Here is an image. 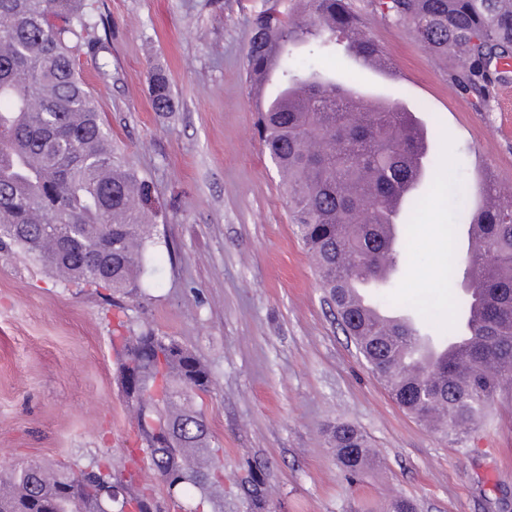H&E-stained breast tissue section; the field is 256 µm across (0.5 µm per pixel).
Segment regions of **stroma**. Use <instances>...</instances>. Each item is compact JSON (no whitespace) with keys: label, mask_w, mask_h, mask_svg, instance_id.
I'll use <instances>...</instances> for the list:
<instances>
[{"label":"stroma","mask_w":512,"mask_h":512,"mask_svg":"<svg viewBox=\"0 0 512 512\" xmlns=\"http://www.w3.org/2000/svg\"><path fill=\"white\" fill-rule=\"evenodd\" d=\"M275 0H85L93 46L81 78L112 129V153L150 194L157 234L148 298L112 304L110 290L64 283L21 251L0 250V462L110 459L133 437L116 384L118 319L193 350L217 385L205 401L224 449V512H512V389L462 441L404 413L366 367L319 286L289 222L282 178L263 151L245 89L250 18ZM366 35L406 82L358 70L364 99L404 98L431 126L435 175L452 172L454 203L411 214L409 265L389 295L411 318L452 331L458 212L474 205L475 157L512 169V79L487 105L452 80L462 58L423 50L407 27L372 13ZM165 70L173 109L155 111L148 79ZM378 454L348 482L323 432L336 420Z\"/></svg>","instance_id":"1"}]
</instances>
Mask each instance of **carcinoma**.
Returning <instances> with one entry per match:
<instances>
[{"mask_svg": "<svg viewBox=\"0 0 512 512\" xmlns=\"http://www.w3.org/2000/svg\"><path fill=\"white\" fill-rule=\"evenodd\" d=\"M373 13L410 28L434 55L466 58L454 81L482 103L509 73L512 0H373ZM365 26L349 0H296L253 17L247 74L277 71L256 126L284 179L295 234L367 366L400 408L420 422L441 411L436 430L457 436L488 416L512 374V200L488 177L480 192L494 203L461 212L458 227H476L478 243L459 262L483 273L481 288L457 296L448 310L455 330L434 341L455 344L477 304L481 320L458 354L412 374L406 353L413 336L377 326L352 306L349 290L367 282L371 299L391 309L381 296L390 285L382 270L409 261L407 225L393 248L378 227L394 223L392 204L412 177L406 160L421 148L422 129L399 100L378 112L355 111L361 91L350 75L290 63L304 46L362 66V56L376 51ZM90 44L83 0H0V249L19 248L84 288L144 298L141 274L155 225L135 175L112 160L110 129L80 79L78 51ZM150 96L156 111L171 109L161 71L150 78ZM119 327L112 337L117 380L138 431L128 456L147 461L175 512H223L224 448L212 441L202 409L216 386L211 369L171 337ZM325 435L348 477L373 463L356 426L338 420ZM103 486L120 491L115 512L153 508L136 471L30 461L0 470V512H107Z\"/></svg>", "mask_w": 512, "mask_h": 512, "instance_id": "1", "label": "carcinoma"}]
</instances>
